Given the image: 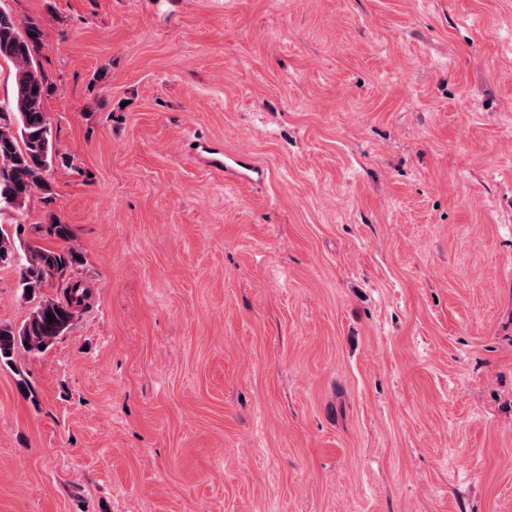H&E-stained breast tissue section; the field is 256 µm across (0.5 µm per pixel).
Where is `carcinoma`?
<instances>
[{
  "mask_svg": "<svg viewBox=\"0 0 512 512\" xmlns=\"http://www.w3.org/2000/svg\"><path fill=\"white\" fill-rule=\"evenodd\" d=\"M42 28L32 18L20 24L0 9V60L12 63L15 93L0 102V214L19 210L37 190L48 192V174L56 157L50 119L44 108L50 86L34 66ZM15 251V266L22 296L32 302L28 317L19 325L0 324V362L12 366L20 352L45 351L71 327L75 309L88 299L82 282L67 283L64 300L53 299L44 288L62 280L80 258L70 248L45 247L11 236L0 227V251ZM54 318L47 322V316Z\"/></svg>",
  "mask_w": 512,
  "mask_h": 512,
  "instance_id": "carcinoma-1",
  "label": "carcinoma"
}]
</instances>
